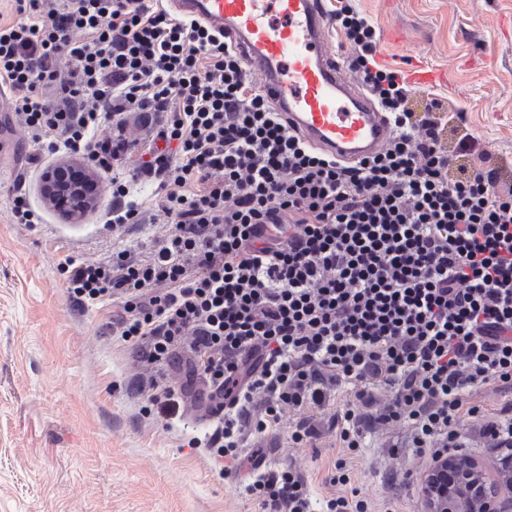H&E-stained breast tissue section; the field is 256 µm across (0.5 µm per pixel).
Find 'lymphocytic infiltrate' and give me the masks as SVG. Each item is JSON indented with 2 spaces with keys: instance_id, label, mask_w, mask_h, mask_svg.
Masks as SVG:
<instances>
[{
  "instance_id": "lymphocytic-infiltrate-1",
  "label": "lymphocytic infiltrate",
  "mask_w": 512,
  "mask_h": 512,
  "mask_svg": "<svg viewBox=\"0 0 512 512\" xmlns=\"http://www.w3.org/2000/svg\"><path fill=\"white\" fill-rule=\"evenodd\" d=\"M336 2L347 68L392 125L352 163L292 130L204 23L146 0H15L0 86L20 92L36 141L75 157L64 178L109 170L132 127L150 136L134 178L165 192L145 251L57 269L78 307L115 306L145 415L183 414L169 369L187 358L208 423L188 445L215 462L284 425L292 443L330 448L398 431L428 461L473 442L511 448L512 163L468 133L448 151L460 110L433 99L416 114L415 86L375 62L372 20ZM104 217L119 237L151 221L118 178ZM486 386L505 395L495 408L478 398ZM241 489L259 512H312L303 474L259 455Z\"/></svg>"
}]
</instances>
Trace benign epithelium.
Wrapping results in <instances>:
<instances>
[{"label":"benign epithelium","instance_id":"obj_1","mask_svg":"<svg viewBox=\"0 0 512 512\" xmlns=\"http://www.w3.org/2000/svg\"><path fill=\"white\" fill-rule=\"evenodd\" d=\"M41 193L47 205L79 222L97 206L101 179L90 168L87 182H66L61 167L51 165L41 174ZM421 493L424 512H512V452L498 459L495 478L475 457L443 456L425 471Z\"/></svg>","mask_w":512,"mask_h":512}]
</instances>
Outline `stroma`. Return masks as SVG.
I'll list each match as a JSON object with an SVG mask.
<instances>
[{
	"label": "stroma",
	"mask_w": 512,
	"mask_h": 512,
	"mask_svg": "<svg viewBox=\"0 0 512 512\" xmlns=\"http://www.w3.org/2000/svg\"><path fill=\"white\" fill-rule=\"evenodd\" d=\"M377 26L378 65L431 70L429 97L463 110V124L495 155L512 159V0H354ZM13 169L0 174V512H255L236 475H224L203 449L185 447L181 421L139 413L132 388L133 348L111 335V307L81 309L57 272L69 256L97 258L140 249L157 229L113 239L98 208L69 223L46 208L39 146L20 122L0 126ZM43 214L29 227L12 221L17 191ZM401 435L368 437L363 448L292 444L287 430L265 441L268 463L293 465L314 499L334 494L325 481L345 459L351 485L369 512H423L427 467Z\"/></svg>",
	"instance_id": "stroma-1"
}]
</instances>
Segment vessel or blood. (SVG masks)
<instances>
[{"label":"vessel or blood","instance_id":"obj_1","mask_svg":"<svg viewBox=\"0 0 512 512\" xmlns=\"http://www.w3.org/2000/svg\"><path fill=\"white\" fill-rule=\"evenodd\" d=\"M184 17L225 30L262 91L308 145L350 162L384 145L383 112L329 50L324 0H169Z\"/></svg>","mask_w":512,"mask_h":512}]
</instances>
